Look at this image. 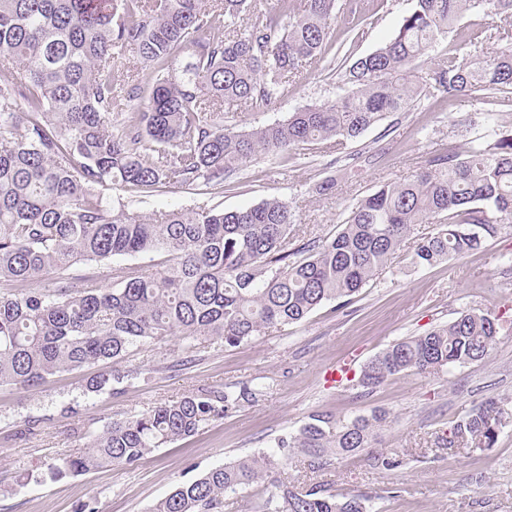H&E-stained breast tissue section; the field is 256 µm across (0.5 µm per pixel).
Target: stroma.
<instances>
[{"label":"stroma","mask_w":512,"mask_h":512,"mask_svg":"<svg viewBox=\"0 0 512 512\" xmlns=\"http://www.w3.org/2000/svg\"><path fill=\"white\" fill-rule=\"evenodd\" d=\"M363 3L359 30L338 17L328 63L304 68L266 107H225V125L248 130L286 119L298 107L334 100L346 66L382 46L414 6V0ZM503 127H512V93L459 95L447 108L425 102L370 127L335 156L345 166L339 173L329 166L331 154L299 148L284 166L271 158L253 161L224 187L171 186L149 196L115 188L106 196L114 208L144 216L198 206L234 210L277 197L295 210L301 231L327 238L338 231L351 204L383 183L411 175L437 144L461 154L494 140ZM331 174L332 193L312 194L311 186ZM411 254L401 250L349 305L325 303L302 321L247 343L188 349L172 337L130 348L120 363L61 372L35 388L0 386V512H77L84 504L93 512H151L177 485L273 450L278 438L296 432L312 414L347 418L376 409L387 411L391 422L373 447L353 458L332 459L317 472L307 456L292 453L277 480L361 496L367 512H512V424L490 448L451 451L442 442L450 422L474 405L489 398L512 401V227H502L479 250L434 266H414ZM473 309L500 323L499 342L488 358L435 375L406 372L371 392L357 386L364 364L397 340ZM116 371L137 379L87 392L88 379ZM244 386L257 388L254 400L229 409L191 437L155 449L135 468L21 480L26 471L76 452L90 433L112 421L201 389ZM67 404L74 413H63ZM27 418L37 420L34 432L21 428ZM386 456L398 459V466L383 468L379 460Z\"/></svg>","instance_id":"35a3bbf8"}]
</instances>
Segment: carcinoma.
<instances>
[{
	"mask_svg": "<svg viewBox=\"0 0 512 512\" xmlns=\"http://www.w3.org/2000/svg\"><path fill=\"white\" fill-rule=\"evenodd\" d=\"M337 4L272 0L243 26L252 0H0L1 386L33 387L59 372L117 363L130 348L169 336L189 348L239 345L328 301L348 303L406 246L416 224H443L415 243L412 263L421 267L476 250L512 224V130L463 155L437 149L410 178L357 201L335 236L300 247L295 214L277 198L152 217L112 209L99 188L222 185L261 156L286 166L298 146L338 151L425 99L441 106L462 93L512 90V0H415L384 45L346 68L336 101L249 131L224 125V106L268 105L301 69L326 60ZM488 13L500 25L459 30L465 16ZM442 40L448 50L425 80L418 64ZM117 48L132 57L120 87ZM146 69L152 86L144 100L139 72ZM114 112L123 121L110 130ZM139 255L160 257L157 270L120 267L109 284L58 275L79 262ZM498 336L496 319L462 312L389 346L359 384L374 389L405 372L481 361ZM124 379L98 375L88 390ZM257 392L201 390L114 420L82 451L57 457L50 477L133 469ZM507 419L501 402L488 399L451 422L448 447L491 448ZM387 420L380 409L348 419L313 414L277 450L214 467L151 512H224L225 494L265 483L291 452L323 469L331 455L370 447ZM270 486L260 512H366L358 495L275 479Z\"/></svg>",
	"mask_w": 512,
	"mask_h": 512,
	"instance_id": "cac0c4a2",
	"label": "carcinoma"
}]
</instances>
